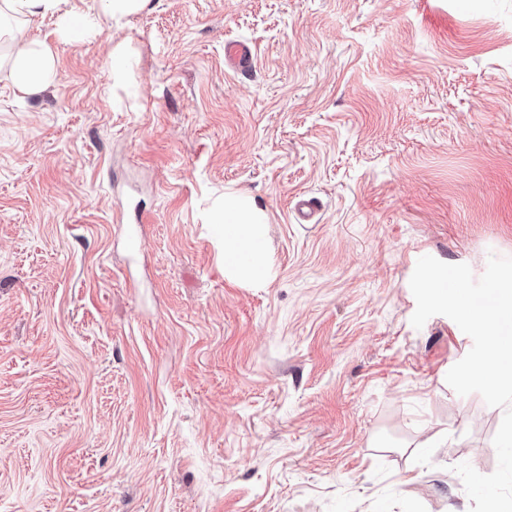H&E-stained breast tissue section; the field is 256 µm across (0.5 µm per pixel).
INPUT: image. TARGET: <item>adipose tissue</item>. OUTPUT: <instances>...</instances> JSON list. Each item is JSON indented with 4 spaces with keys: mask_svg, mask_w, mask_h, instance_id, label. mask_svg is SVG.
Wrapping results in <instances>:
<instances>
[{
    "mask_svg": "<svg viewBox=\"0 0 512 512\" xmlns=\"http://www.w3.org/2000/svg\"><path fill=\"white\" fill-rule=\"evenodd\" d=\"M70 0H0V71L7 72L22 95H35L53 84L56 58L41 40L17 45L19 25L25 19L51 14L59 20V37L77 41L89 37L97 18L70 8ZM213 224L224 244V267L238 281L261 284L271 275L264 215L246 195H228L216 212Z\"/></svg>",
    "mask_w": 512,
    "mask_h": 512,
    "instance_id": "obj_1",
    "label": "adipose tissue"
}]
</instances>
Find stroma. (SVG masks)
<instances>
[{"mask_svg": "<svg viewBox=\"0 0 512 512\" xmlns=\"http://www.w3.org/2000/svg\"><path fill=\"white\" fill-rule=\"evenodd\" d=\"M56 29L18 38L52 45V86L0 73V512H470L454 467L496 470L504 410L447 384L472 340L414 328L409 281L512 256V0ZM229 193L265 213L263 286L224 272ZM253 60V50L246 42L233 41L224 45V66L235 73L249 75Z\"/></svg>", "mask_w": 512, "mask_h": 512, "instance_id": "1", "label": "stroma"}]
</instances>
